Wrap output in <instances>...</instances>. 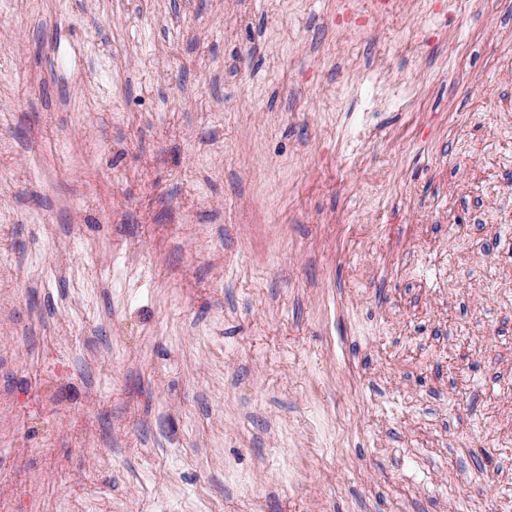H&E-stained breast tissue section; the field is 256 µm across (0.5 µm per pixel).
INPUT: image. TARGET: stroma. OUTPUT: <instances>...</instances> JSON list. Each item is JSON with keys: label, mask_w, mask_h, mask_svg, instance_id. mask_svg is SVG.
Returning a JSON list of instances; mask_svg holds the SVG:
<instances>
[{"label": "stroma", "mask_w": 512, "mask_h": 512, "mask_svg": "<svg viewBox=\"0 0 512 512\" xmlns=\"http://www.w3.org/2000/svg\"><path fill=\"white\" fill-rule=\"evenodd\" d=\"M343 2L0 0L5 512H512V0Z\"/></svg>", "instance_id": "obj_1"}]
</instances>
